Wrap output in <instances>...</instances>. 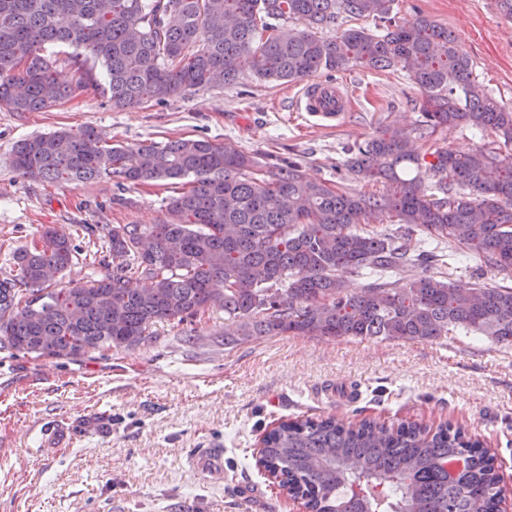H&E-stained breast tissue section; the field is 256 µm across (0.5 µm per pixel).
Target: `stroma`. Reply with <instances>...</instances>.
I'll return each mask as SVG.
<instances>
[{
    "instance_id": "35a3bbf8",
    "label": "stroma",
    "mask_w": 512,
    "mask_h": 512,
    "mask_svg": "<svg viewBox=\"0 0 512 512\" xmlns=\"http://www.w3.org/2000/svg\"><path fill=\"white\" fill-rule=\"evenodd\" d=\"M400 16L422 12L447 27L478 80L512 108V20L497 0H397ZM353 104L333 125L296 108L301 83L268 84L250 71L157 103L118 110L94 87L39 112L0 108V278L13 254L51 227L157 224L175 186L119 188L101 178L74 187L20 179L15 145L59 129L97 128L113 144L178 138L230 143L248 153L298 155L308 177L353 192L377 187L344 167V147L385 125L411 126L421 90L393 70L352 68ZM130 352L75 361L0 353V512H304L256 464L260 438L281 419L357 412L392 424L421 420L464 427L491 448L512 488V347L458 336L434 342L328 341L274 336L225 349L224 312L191 326H151ZM192 332L193 342L183 340ZM358 386L342 405L333 389ZM224 450L223 480L202 483L191 456Z\"/></svg>"
}]
</instances>
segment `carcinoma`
Returning <instances> with one entry per match:
<instances>
[{"label":"carcinoma","instance_id":"cac0c4a2","mask_svg":"<svg viewBox=\"0 0 512 512\" xmlns=\"http://www.w3.org/2000/svg\"><path fill=\"white\" fill-rule=\"evenodd\" d=\"M396 0H0V107L39 112L67 99L53 48L69 44L106 69L103 88L123 109L186 91L232 85L244 70L300 82L359 66L402 71L424 94L416 129L385 126L344 149L345 166L375 193L305 176L295 158L256 155L198 139L111 144L92 126L20 141L23 179L77 187L103 176L121 186L182 184L160 224H103L105 277L49 288L48 267L78 255L53 229L13 255L0 279V351L76 360L133 350L157 322L193 321L224 308V348L270 336L434 342L470 334L512 346V285L448 281V240L512 279V157L428 146L440 128L466 127L512 145V108L476 80L447 28ZM345 14L372 21L333 37ZM298 27L277 32L275 22ZM431 174V181L422 171ZM379 216L395 235L360 232ZM144 237L153 251H140ZM416 274L400 282L396 276ZM365 278L352 293L344 276ZM136 277L141 287L129 288ZM279 486L310 512H494L502 492L493 456L461 426L347 424L332 414L284 420L263 439ZM380 487L369 499L346 494Z\"/></svg>","mask_w":512,"mask_h":512}]
</instances>
